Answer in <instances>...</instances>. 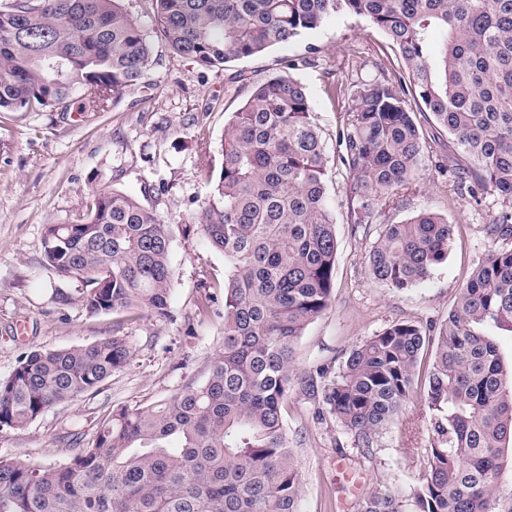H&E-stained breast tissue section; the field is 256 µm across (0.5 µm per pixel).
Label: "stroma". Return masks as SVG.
I'll return each instance as SVG.
<instances>
[{"label":"stroma","instance_id":"1","mask_svg":"<svg viewBox=\"0 0 512 512\" xmlns=\"http://www.w3.org/2000/svg\"><path fill=\"white\" fill-rule=\"evenodd\" d=\"M312 46L320 50L319 65L292 75L305 84L325 141L338 252L332 303L296 344L298 379L282 411L303 486L302 512H354L371 491L419 481L431 441L420 397H413L367 449L328 413L323 387L345 351L390 324L443 322L460 286L493 247L480 227L492 222L502 201L490 194L478 205L457 191L448 169V138L436 135L429 113L420 112L416 119L425 136L435 140L423 179L401 191L400 205L384 207L368 229L347 224L342 201L348 173L337 159V132L347 109L343 92L360 72L388 79L402 73L388 36L350 14L332 16L289 45L230 62L218 73L155 43L158 62L147 78L104 112H0V379L31 350L64 349L119 334L134 351L130 366L97 390L24 427L0 432V456L64 464L72 440L92 443L113 409L152 405L206 378L224 338V255L192 221L210 193L202 173L220 165L224 124L252 85L283 73L286 60L306 56ZM112 188L139 198L169 226V317L91 316L79 302L54 296L58 289L76 294L78 284L47 267L46 225L72 223L91 207L95 191ZM425 211L446 216L454 226L445 260L405 290L375 281L366 255L379 225ZM208 295L211 308L200 312Z\"/></svg>","mask_w":512,"mask_h":512}]
</instances>
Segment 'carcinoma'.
<instances>
[{"label": "carcinoma", "instance_id": "carcinoma-1", "mask_svg": "<svg viewBox=\"0 0 512 512\" xmlns=\"http://www.w3.org/2000/svg\"><path fill=\"white\" fill-rule=\"evenodd\" d=\"M156 29L124 0H0V112H99L157 64L153 38L210 71L293 42L347 13L384 31L406 78L362 76L338 133L347 220L379 210L423 176L431 114L467 161L456 188L504 208L483 226L512 238V0H155ZM222 163L206 172L195 216L224 253V341L207 379L163 403L121 407L66 463L0 456V512H301L282 403L294 344L331 305L338 250L327 156L305 86L256 85L224 126ZM453 225L435 212L384 224L367 266L407 289L447 256ZM171 237L138 199L95 192L71 224H49L47 266L81 284L90 315H169ZM491 327L512 330V248H493L459 289L435 335L397 321L354 346L324 387L328 412L370 448L415 393L422 350L432 442L419 484L376 491L357 512H512V367ZM124 336L23 354L0 380V432L68 404L130 365Z\"/></svg>", "mask_w": 512, "mask_h": 512}]
</instances>
